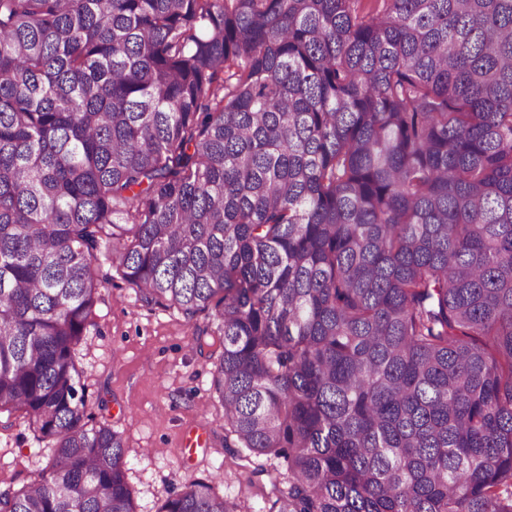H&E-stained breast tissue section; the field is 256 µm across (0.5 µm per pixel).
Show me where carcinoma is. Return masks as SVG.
<instances>
[{
  "label": "carcinoma",
  "instance_id": "1",
  "mask_svg": "<svg viewBox=\"0 0 512 512\" xmlns=\"http://www.w3.org/2000/svg\"><path fill=\"white\" fill-rule=\"evenodd\" d=\"M101 259L213 311L270 512H512V0H0V410L52 449L0 512H137Z\"/></svg>",
  "mask_w": 512,
  "mask_h": 512
}]
</instances>
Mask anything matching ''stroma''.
I'll list each match as a JSON object with an SVG mask.
<instances>
[{
  "label": "stroma",
  "mask_w": 512,
  "mask_h": 512,
  "mask_svg": "<svg viewBox=\"0 0 512 512\" xmlns=\"http://www.w3.org/2000/svg\"><path fill=\"white\" fill-rule=\"evenodd\" d=\"M198 327L213 323L203 313L191 325L175 309L143 306L117 279L106 284L88 337L76 349L88 411L126 440L137 512H158L196 480H209L229 499L245 490L240 461L224 448L212 364L191 347ZM201 425L209 429L206 445L184 458L183 435ZM50 458L21 412L0 413V489L20 488Z\"/></svg>",
  "instance_id": "obj_1"
}]
</instances>
